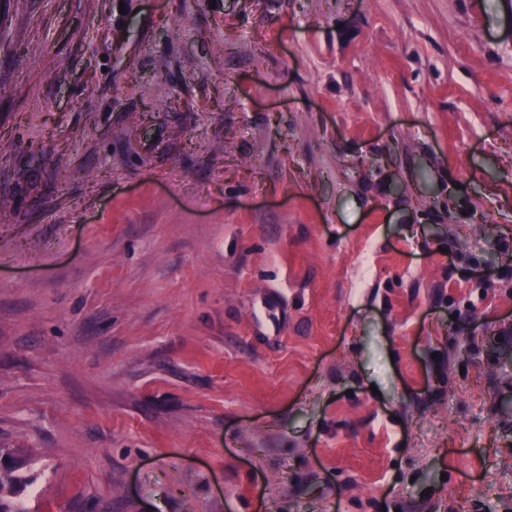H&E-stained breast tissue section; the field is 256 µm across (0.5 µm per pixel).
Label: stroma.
Segmentation results:
<instances>
[{
  "instance_id": "obj_1",
  "label": "stroma",
  "mask_w": 512,
  "mask_h": 512,
  "mask_svg": "<svg viewBox=\"0 0 512 512\" xmlns=\"http://www.w3.org/2000/svg\"><path fill=\"white\" fill-rule=\"evenodd\" d=\"M0 446L28 512H512V0H0Z\"/></svg>"
}]
</instances>
